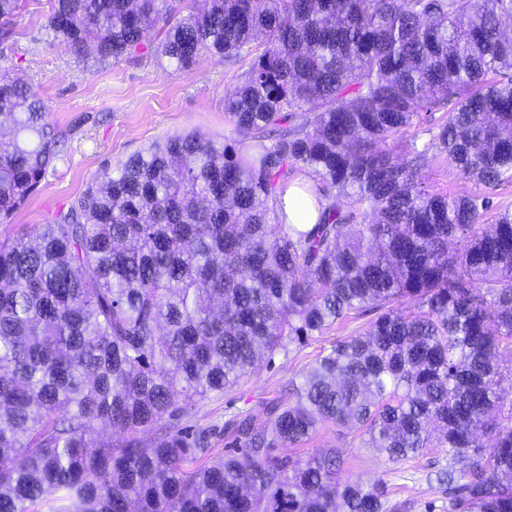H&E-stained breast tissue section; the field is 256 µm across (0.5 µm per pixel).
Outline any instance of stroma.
<instances>
[{"label": "stroma", "mask_w": 512, "mask_h": 512, "mask_svg": "<svg viewBox=\"0 0 512 512\" xmlns=\"http://www.w3.org/2000/svg\"><path fill=\"white\" fill-rule=\"evenodd\" d=\"M49 11V0H22L10 38L0 41V72L27 83L47 103L48 119L62 132L64 147L26 203L9 222L0 223L2 239L61 218L104 171L153 144L187 133L223 142L231 135L224 97L248 67L244 61L204 54L192 69L179 71L146 51L110 65L86 66L47 34ZM363 324L360 318L345 321L301 349L258 364L249 378L187 412L182 426L209 431L211 450L224 454L230 442L224 431L229 416L257 410L267 401H287L289 380L299 378L324 349L357 334ZM327 448L340 453L347 475L385 486L390 503L404 504V512H426L429 504L443 500L431 466L447 464L446 449H427L415 461H392L325 424L297 453L304 457Z\"/></svg>", "instance_id": "1"}]
</instances>
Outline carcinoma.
Masks as SVG:
<instances>
[{
	"mask_svg": "<svg viewBox=\"0 0 512 512\" xmlns=\"http://www.w3.org/2000/svg\"><path fill=\"white\" fill-rule=\"evenodd\" d=\"M82 59L247 60L236 139L155 144L67 214L0 239V512H387L321 424L392 461L448 449V512H512V209L429 185L512 183V0H50ZM21 0H0V34ZM45 101L0 72V222L58 157ZM441 112L433 129L428 117ZM318 183L300 228L294 169ZM291 403L174 420L351 314ZM158 431L144 448L139 433ZM429 182L435 189L448 190L451 194L483 195L482 187L476 186L473 182L462 180L456 172L448 166L437 168L434 166L430 171ZM300 188V181L292 182L285 191L282 202L288 216L287 224H315L319 217L316 197L307 184Z\"/></svg>",
	"mask_w": 512,
	"mask_h": 512,
	"instance_id": "carcinoma-1",
	"label": "carcinoma"
}]
</instances>
